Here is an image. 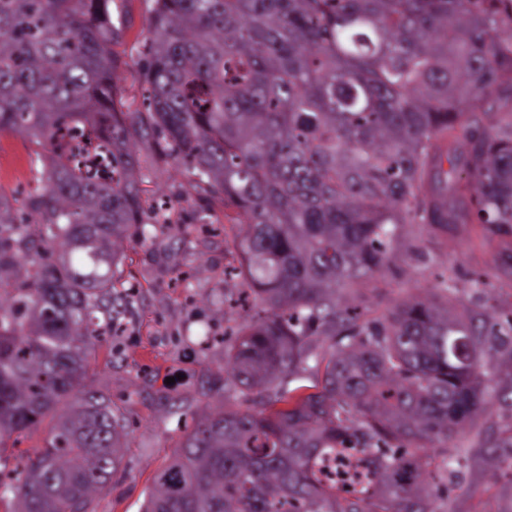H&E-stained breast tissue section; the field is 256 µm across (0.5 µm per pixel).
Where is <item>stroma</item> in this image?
I'll use <instances>...</instances> for the list:
<instances>
[{"mask_svg": "<svg viewBox=\"0 0 512 512\" xmlns=\"http://www.w3.org/2000/svg\"><path fill=\"white\" fill-rule=\"evenodd\" d=\"M152 0H111L113 24L120 30L115 47L123 64L120 97L137 106L144 81L139 67L150 42ZM31 144L11 131L0 133V192L13 210L23 208L36 182L28 164ZM147 204H165L175 225H158L146 241L124 243L119 288H130L122 330L95 346L88 385L109 394L127 419L123 458L92 502L94 512H141L157 471L194 428L205 410L221 401L224 330L255 313L240 303L238 280L225 277L232 257L224 250V209L219 200L197 191L183 167L159 168L142 183ZM512 250V235L481 224L467 225L444 239L422 224L401 225L386 266L363 278L348 301L360 319L387 316L399 303L425 294L450 298L492 315L499 329L512 324V274L501 266ZM502 348L482 354L487 375V412L448 443L424 449L438 464L448 449H464L469 462L445 472L453 486L448 512H512V464L489 469V442H512V378ZM52 420L7 439L0 457L9 466L34 456L50 438Z\"/></svg>", "mask_w": 512, "mask_h": 512, "instance_id": "1", "label": "stroma"}]
</instances>
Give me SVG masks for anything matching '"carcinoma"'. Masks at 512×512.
<instances>
[{
  "instance_id": "1",
  "label": "carcinoma",
  "mask_w": 512,
  "mask_h": 512,
  "mask_svg": "<svg viewBox=\"0 0 512 512\" xmlns=\"http://www.w3.org/2000/svg\"><path fill=\"white\" fill-rule=\"evenodd\" d=\"M109 3L0 0V131L41 166L28 222L0 193V440L55 421L0 494L88 512L121 462L125 418L85 381L126 310L120 246L146 235L145 141L220 199L261 315L143 512H435L448 487L381 445L446 443L484 413L495 330L426 297L361 322L339 292L385 266L402 224L512 229V109L473 120L488 92L512 101V0H153L143 112L117 98ZM312 358L321 382L287 388ZM338 448L367 457L372 489L338 499L317 477Z\"/></svg>"
}]
</instances>
